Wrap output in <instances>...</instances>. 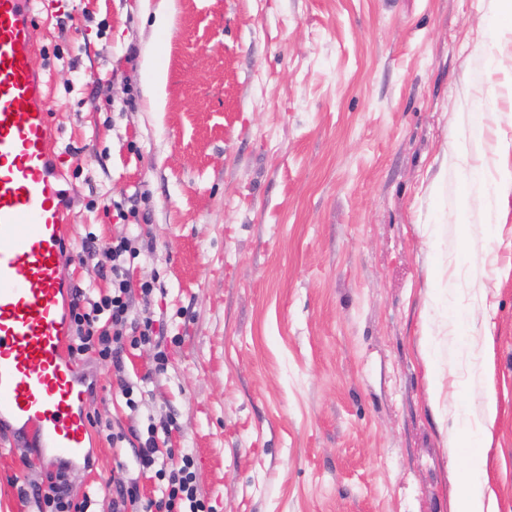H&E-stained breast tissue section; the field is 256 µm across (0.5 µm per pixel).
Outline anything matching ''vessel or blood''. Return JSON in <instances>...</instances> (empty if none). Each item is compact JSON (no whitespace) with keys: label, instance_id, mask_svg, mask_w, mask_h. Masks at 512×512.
<instances>
[{"label":"vessel or blood","instance_id":"obj_1","mask_svg":"<svg viewBox=\"0 0 512 512\" xmlns=\"http://www.w3.org/2000/svg\"><path fill=\"white\" fill-rule=\"evenodd\" d=\"M36 0H0V419L29 431L44 455L80 456L90 435L72 365L69 218L48 81L32 63Z\"/></svg>","mask_w":512,"mask_h":512}]
</instances>
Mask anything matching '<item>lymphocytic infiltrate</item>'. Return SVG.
<instances>
[{
	"label": "lymphocytic infiltrate",
	"mask_w": 512,
	"mask_h": 512,
	"mask_svg": "<svg viewBox=\"0 0 512 512\" xmlns=\"http://www.w3.org/2000/svg\"><path fill=\"white\" fill-rule=\"evenodd\" d=\"M134 249L128 238L121 237L100 254L97 261L101 278L110 280L112 291L99 297L75 291L70 304L72 336L68 346L71 360L95 355L97 360L121 367L126 346L151 343L154 319L151 312L135 316L131 313L134 293L150 296L149 283L133 286L126 268L127 257ZM159 436L150 432L136 451L141 471L155 470L157 477L167 478L166 488L159 496L143 498L137 482L115 488L112 492V512H206L204 502L197 496L192 460L182 456L178 467H169L160 456ZM20 496L33 497L39 512H86L88 504L76 501L70 494L66 467L48 473L46 483L20 488Z\"/></svg>",
	"instance_id": "1"
}]
</instances>
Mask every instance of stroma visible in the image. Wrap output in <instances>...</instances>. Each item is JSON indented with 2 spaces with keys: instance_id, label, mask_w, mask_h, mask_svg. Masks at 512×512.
Returning a JSON list of instances; mask_svg holds the SVG:
<instances>
[{
  "instance_id": "obj_1",
  "label": "stroma",
  "mask_w": 512,
  "mask_h": 512,
  "mask_svg": "<svg viewBox=\"0 0 512 512\" xmlns=\"http://www.w3.org/2000/svg\"><path fill=\"white\" fill-rule=\"evenodd\" d=\"M40 0L66 248L136 240L158 345L95 387L74 498L112 512L149 425L210 512H512V17L499 0ZM486 113L483 139L470 133ZM483 172L482 182L464 176ZM135 205L120 220L115 203ZM493 242H486V234ZM463 318L469 333L451 332ZM165 373L153 374L157 350ZM497 415L478 463L452 428ZM57 460L0 422V512ZM454 512H496L492 497L486 496L484 485L476 474L473 473L460 484Z\"/></svg>"
}]
</instances>
